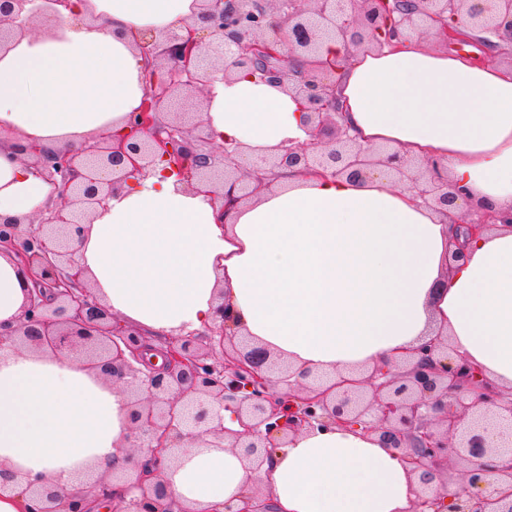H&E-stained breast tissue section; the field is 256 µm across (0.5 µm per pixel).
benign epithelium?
Segmentation results:
<instances>
[{"mask_svg": "<svg viewBox=\"0 0 512 512\" xmlns=\"http://www.w3.org/2000/svg\"><path fill=\"white\" fill-rule=\"evenodd\" d=\"M34 19L53 21L36 0H0V50L17 27ZM438 31L449 45L512 34V0H200L185 37L146 41L158 73L147 78L142 105L129 115L126 132L78 152L44 153L21 145L22 161L54 185L56 206L46 214L0 218V245L17 252L33 283L13 327L0 325V346L79 351L91 367L131 396L129 421L135 443L131 467L94 479L88 490L62 497L42 480L27 479L30 512H89L86 496L115 498L121 486L124 512H172L164 462L175 451L211 438L262 465L288 436L302 429L362 425L393 449L417 478L411 512H512V399L465 358L452 359L440 336L408 351L403 365H383L358 379L340 376L315 385L236 331L224 304L204 332L166 338L154 349L142 334L117 320L81 282L73 241L83 233L77 213L89 216L133 175L146 176L175 160L189 184H201L232 206L252 198L263 178L224 146L202 149L192 131L203 127L198 95L213 69L207 60L232 57L233 66L261 81L285 86L301 100L313 123V142L264 160V171L300 172L366 181L384 172L409 181L424 204L452 218L455 237L472 239L502 219L496 211L467 218L447 180L423 171L400 151L364 147L342 123L336 95L338 61L319 60L324 39L339 43L345 57L366 46L411 33ZM182 111L165 118L175 102ZM229 411L242 427H224ZM498 456L496 465L485 457ZM458 465L463 486L448 500V471ZM224 512H274L260 491L247 492Z\"/></svg>", "mask_w": 512, "mask_h": 512, "instance_id": "7a95c632", "label": "benign epithelium"}]
</instances>
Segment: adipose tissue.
I'll list each match as a JSON object with an SVG mask.
<instances>
[{
  "label": "adipose tissue",
  "instance_id": "ef3b65f1",
  "mask_svg": "<svg viewBox=\"0 0 512 512\" xmlns=\"http://www.w3.org/2000/svg\"><path fill=\"white\" fill-rule=\"evenodd\" d=\"M50 32L0 52V217L34 216L54 187L16 147L86 149L121 134L150 64L143 33L183 35L196 0H44ZM359 143L436 163L469 208L512 209V67L476 64L402 38L357 53L336 74ZM203 119L247 164L309 143L300 100L245 72L215 73ZM448 218L383 177L279 170L254 201L219 198L176 176L132 177L73 243L75 260L114 315L149 338L205 330L218 303L255 343L311 372L357 373L399 361L444 332L452 356L512 390V228L470 241L448 264ZM26 280L0 250V322L15 323ZM133 441L126 396L67 352L0 347V470L42 477L69 495L87 468L125 470ZM194 512L260 488L278 512H410L416 478L360 428L305 430L261 467L221 448H191L166 467Z\"/></svg>",
  "mask_w": 512,
  "mask_h": 512
}]
</instances>
